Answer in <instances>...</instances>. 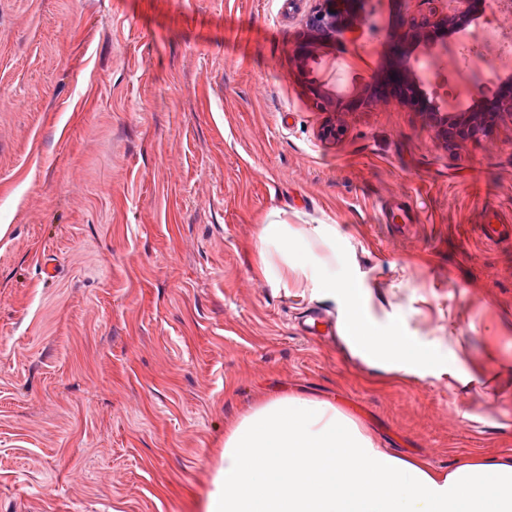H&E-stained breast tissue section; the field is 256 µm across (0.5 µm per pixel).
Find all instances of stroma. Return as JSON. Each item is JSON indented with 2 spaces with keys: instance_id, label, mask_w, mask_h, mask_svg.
<instances>
[{
  "instance_id": "35a3bbf8",
  "label": "stroma",
  "mask_w": 512,
  "mask_h": 512,
  "mask_svg": "<svg viewBox=\"0 0 512 512\" xmlns=\"http://www.w3.org/2000/svg\"><path fill=\"white\" fill-rule=\"evenodd\" d=\"M314 0H0V512H203L224 427L258 399L336 404L448 469L512 458V112L444 143L389 99L328 117L292 70ZM428 0H365L327 46L339 88ZM424 69L442 107L512 71ZM328 224L381 326L452 345L468 384L354 358L342 295L256 278L265 215ZM54 275H47L46 266Z\"/></svg>"
}]
</instances>
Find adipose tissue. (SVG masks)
<instances>
[{
    "mask_svg": "<svg viewBox=\"0 0 512 512\" xmlns=\"http://www.w3.org/2000/svg\"><path fill=\"white\" fill-rule=\"evenodd\" d=\"M335 253L328 225L298 227L275 211L261 226L256 271L272 285L293 274L295 287L304 288ZM342 331L368 367L436 372L435 350L398 329L372 328L358 304ZM205 512H512V460L436 469L377 447L332 402L288 393L260 400L225 427Z\"/></svg>",
    "mask_w": 512,
    "mask_h": 512,
    "instance_id": "ef3b65f1",
    "label": "adipose tissue"
}]
</instances>
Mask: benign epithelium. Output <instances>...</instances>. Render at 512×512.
I'll return each mask as SVG.
<instances>
[{
  "label": "benign epithelium",
  "mask_w": 512,
  "mask_h": 512,
  "mask_svg": "<svg viewBox=\"0 0 512 512\" xmlns=\"http://www.w3.org/2000/svg\"><path fill=\"white\" fill-rule=\"evenodd\" d=\"M366 0H318L304 23V31L293 49L298 73L307 79L309 89L321 105L334 112H354L371 101L382 102V88L394 84L399 97L425 117L427 127L444 140H466L488 131L495 117L512 110V75L497 78L492 96L481 84L476 87V103L462 111L443 112L423 89L419 63L445 48L447 38L471 34L469 27L488 12L498 9L500 0H448L446 7H432L422 19L403 21L388 39L392 58L387 67L375 71L369 80L342 91L335 84L316 76L308 78V61L318 58V50L346 33H355L365 25V15L356 5Z\"/></svg>",
  "instance_id": "benign-epithelium-1"
}]
</instances>
